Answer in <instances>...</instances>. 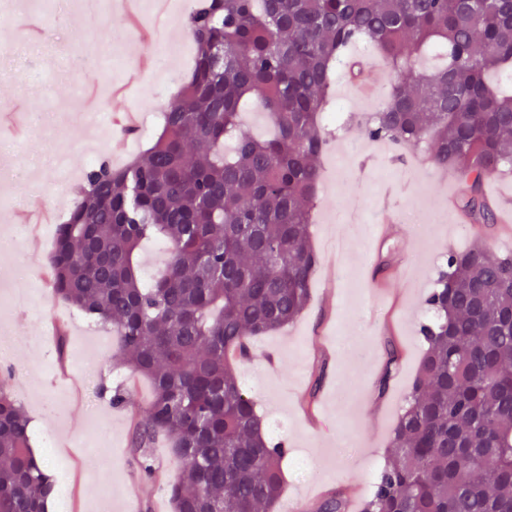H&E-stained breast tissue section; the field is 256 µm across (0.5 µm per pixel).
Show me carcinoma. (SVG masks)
<instances>
[{
    "label": "carcinoma",
    "instance_id": "1",
    "mask_svg": "<svg viewBox=\"0 0 512 512\" xmlns=\"http://www.w3.org/2000/svg\"><path fill=\"white\" fill-rule=\"evenodd\" d=\"M186 31L195 65L144 154L88 170L46 269L59 300L112 327L117 354L154 397L133 427L140 470L167 441L181 472L173 512H275L281 443L262 437L233 362L247 341L293 323L319 257L310 226L329 144L322 117L347 48L369 43L397 72L365 135L423 147L462 182L461 211L497 221L489 177L512 168V0L477 13L465 0H202ZM447 63L430 75L427 46ZM274 126L238 122L250 101ZM172 259L145 283L140 243ZM426 299L437 316L392 429L389 454L359 512H512V254L450 251ZM385 393L400 360L387 341ZM24 407L0 387V512H46L53 482L30 445ZM319 512H349L341 489Z\"/></svg>",
    "mask_w": 512,
    "mask_h": 512
}]
</instances>
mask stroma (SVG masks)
Masks as SVG:
<instances>
[{
  "instance_id": "1",
  "label": "stroma",
  "mask_w": 512,
  "mask_h": 512,
  "mask_svg": "<svg viewBox=\"0 0 512 512\" xmlns=\"http://www.w3.org/2000/svg\"><path fill=\"white\" fill-rule=\"evenodd\" d=\"M195 2L159 0L141 10L144 22L158 15L167 24L155 40L143 41L130 35L123 6L84 14L70 0H49L50 19L37 37L0 46V108L30 127L23 139L0 132V239L14 242L0 253V281L14 287L11 322L0 327V367L12 371L8 390L30 418L33 452L64 488L52 512H98L104 500L112 512H170L165 482L180 465L160 441L153 450L160 479L142 475L128 441L135 414L152 400L149 382L121 366L114 350H95L76 324L77 311L51 289L29 300L19 266L35 273L45 260L29 257L12 217L33 190L52 212L72 206L90 148L115 167L137 154L133 143L117 149L112 138L96 139L84 115L168 108L191 68L194 45L185 21ZM107 42L116 46L113 75L74 66ZM58 153L68 160L71 181L57 178ZM394 154L387 143L363 136L356 120H343L320 161L311 233L321 260L309 305L295 323L253 339L249 358L236 364L239 377L252 379L246 391L259 412L284 424L276 436L288 448L280 462L282 495L304 512L336 488L365 496L368 466L386 457L425 350L420 328L429 320L425 299L434 279L449 251L484 239L449 214L448 196L456 191L449 177L421 152L401 161ZM390 172L397 178L388 206L400 222L381 241L370 235L373 204ZM390 339L401 359L382 394L376 381ZM319 369L324 379L314 393ZM123 389L127 403L112 408V394Z\"/></svg>"
}]
</instances>
